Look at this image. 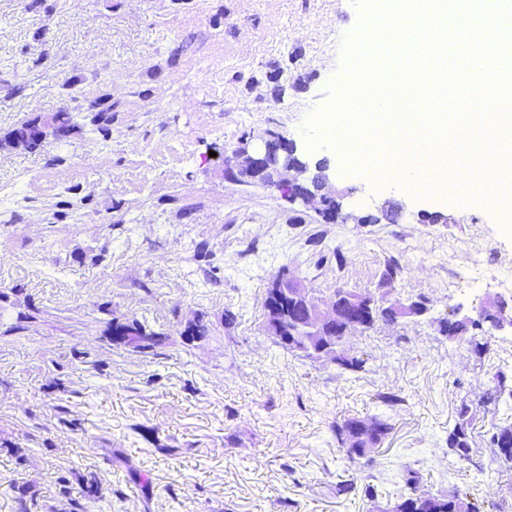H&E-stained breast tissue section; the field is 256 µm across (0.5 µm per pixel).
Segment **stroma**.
Instances as JSON below:
<instances>
[{"instance_id":"stroma-1","label":"stroma","mask_w":512,"mask_h":512,"mask_svg":"<svg viewBox=\"0 0 512 512\" xmlns=\"http://www.w3.org/2000/svg\"><path fill=\"white\" fill-rule=\"evenodd\" d=\"M359 21L354 0H0V136L107 91L114 117L104 147L81 132L36 152L0 147V185L25 198L0 205V330L30 316L23 332L0 333V512H373L397 499L408 466L422 492L512 512V464L487 445L492 428L512 426V332L439 331L452 310L471 315L488 298L512 307V225L342 173L339 155L302 131ZM272 134L329 159L343 220L225 179L227 149ZM59 184L90 195L81 222L53 219ZM382 205L394 220L359 223ZM435 212L447 223L422 221ZM319 233L343 265L314 268ZM200 242L210 255L197 260ZM394 261L401 271L383 284ZM283 270L323 298L420 297L430 311L351 336L365 367L343 372L267 335L263 301ZM199 312L208 335L186 341ZM112 317L169 339L142 357L107 339ZM464 403L462 461L445 441ZM373 415L393 429L350 462L333 427ZM345 483L351 492L337 493Z\"/></svg>"}]
</instances>
